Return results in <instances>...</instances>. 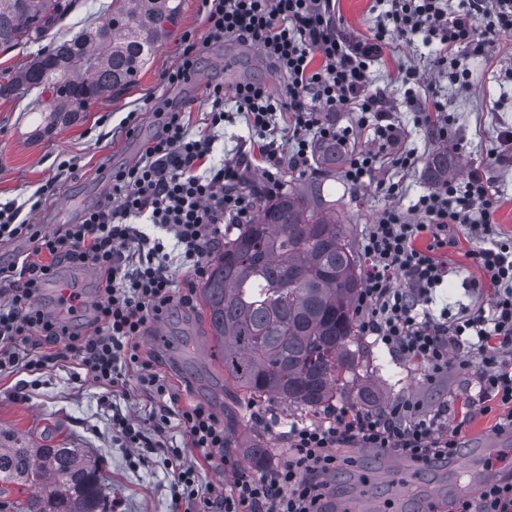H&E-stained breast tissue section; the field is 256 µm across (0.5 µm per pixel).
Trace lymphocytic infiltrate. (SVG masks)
Segmentation results:
<instances>
[{
  "mask_svg": "<svg viewBox=\"0 0 512 512\" xmlns=\"http://www.w3.org/2000/svg\"><path fill=\"white\" fill-rule=\"evenodd\" d=\"M385 2L373 37L361 38L337 23L335 0H211L204 33L187 43L168 82L188 79L203 54L229 38L258 46L284 78L276 92L256 82L235 86L236 111L249 138L233 156L214 157L216 131L225 121L224 86L210 84L204 129L192 130L181 108L160 113V133L137 162L113 171L107 203L85 212L79 223L42 234L21 217L24 208L39 209L38 199L25 207L0 203V240L28 238L33 253L0 266V369L33 374L68 360L106 389L136 381L156 402L151 432L117 414L113 425L130 447L163 453L184 512H325V477L342 463L341 449L379 448L431 465L463 448L464 426L449 425L447 407L428 408L411 396L375 410L340 406L323 422L290 424L287 452L276 467L259 474L237 469L232 485L203 495L195 467L161 441L179 425L205 460L234 467L224 425L209 407L164 404L169 388L140 355L138 340L172 306L192 302L176 288L171 262L188 280L204 277L224 230L252 223L259 194L281 189L285 169L306 170L322 141L345 148L347 183L377 185L389 200L361 238L360 335L410 361L427 384L457 367L467 415L496 412V431L512 435V237L502 236L494 221L496 191L484 169L475 167L464 180L448 179L404 204L403 179L419 162L407 146L412 131L447 139V107L437 94L418 95L423 76L417 66L400 75L413 123L372 86V67L384 52L418 36L432 48L430 68L457 79L460 53L485 54L498 33L512 30V0ZM336 112L354 113L353 125L339 126L332 119ZM362 137L367 146H359ZM255 166L263 173L260 187L249 177ZM387 168L397 179H378ZM452 232L471 242L468 257L482 271L479 288L491 303L450 315L431 305L436 288L454 273L440 256ZM69 264L93 270L98 282L93 314L78 327L36 303L58 268ZM454 512H512V472L483 485L477 498L457 500Z\"/></svg>",
  "mask_w": 512,
  "mask_h": 512,
  "instance_id": "obj_1",
  "label": "lymphocytic infiltrate"
}]
</instances>
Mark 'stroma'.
Returning a JSON list of instances; mask_svg holds the SVG:
<instances>
[{"label": "stroma", "instance_id": "stroma-1", "mask_svg": "<svg viewBox=\"0 0 512 512\" xmlns=\"http://www.w3.org/2000/svg\"><path fill=\"white\" fill-rule=\"evenodd\" d=\"M208 9L207 0H182L179 16L168 24L166 37L131 85L91 102L76 122L57 125L41 138L30 136L40 121L32 102L37 99L48 103L51 93L38 97L22 92L1 97L0 202H24L51 180L55 183L53 194L43 198L40 210L29 215V222L43 233L77 222L86 210L104 199L113 170L135 162L145 144L159 133L158 111L172 104L183 106L191 111L193 122H200L210 109L204 94L210 83L223 84L224 109L231 115L218 144L225 155L235 153L247 128L231 97L234 86L259 81L276 90L283 78L262 59L255 45L229 41L209 50L189 80L168 84L165 76L181 58L184 35L200 37ZM336 15L341 27L363 36L371 33L377 20L374 0H338ZM419 53V48L403 44L372 68L375 87L384 89L399 104L400 116L407 122L412 121L413 113L404 103L398 76L401 68L417 63ZM460 65L471 73L469 91H459L447 78L431 70L425 72V82L447 102L455 119L454 140L460 147L462 170L484 167L499 191L495 220L501 232L512 235V162L496 164L486 159L487 151L497 147L500 132L512 130V81L504 76L505 70L512 68V32L500 34L486 56L462 57ZM131 111L138 114L132 132L113 137V127ZM65 160L73 163L75 171L61 178L57 175L58 166ZM323 198L345 216L355 245L366 224L372 223L389 203L376 186L356 190L338 174L324 180ZM470 248V243L461 238L446 254L458 271L437 289L436 305L452 314L460 306L478 300L471 285L481 281L482 273L466 256ZM65 289L81 293L85 306L80 313L89 315L90 305L98 299L94 273L75 265L60 267L54 281L44 288L40 305L54 309ZM151 328V334L139 340L141 355L150 359L161 378L171 384L179 396V407L203 403L212 409L223 422L230 451L243 468L251 466L246 450L254 442L264 443L267 454L263 466L268 469L278 464L286 451L289 422L325 419L323 410L254 400L225 384L224 366L213 356L201 300H194L189 307H173ZM156 330L166 336L165 346H155L152 333ZM462 383V377L453 369L442 383H420L413 365L393 358L374 376L375 392L383 406L407 394L421 398L431 407L444 402L457 405L461 402ZM116 412L143 428L151 426L149 403L135 387L105 390L87 377L77 376L71 363H53L35 375L0 373V434L23 445L62 444L86 450L107 476L111 496L123 499L124 512H177L162 455L128 447L112 425ZM494 423L493 416H476L466 428V451L460 455L458 465L416 468L415 482L401 488V495L448 512L451 503L462 498L465 487L484 483L479 453L494 441L512 449V436L497 433ZM164 440L167 446L181 448L185 463L196 466L199 487L219 490L233 481L232 470L220 468L214 461L206 462L199 450L187 447L179 429L168 430ZM347 454L351 463L342 465L339 476L332 481L336 493L356 495L357 478L363 475L372 480L376 496H388L390 487L379 476L385 452L378 448H351Z\"/></svg>", "mask_w": 512, "mask_h": 512}]
</instances>
